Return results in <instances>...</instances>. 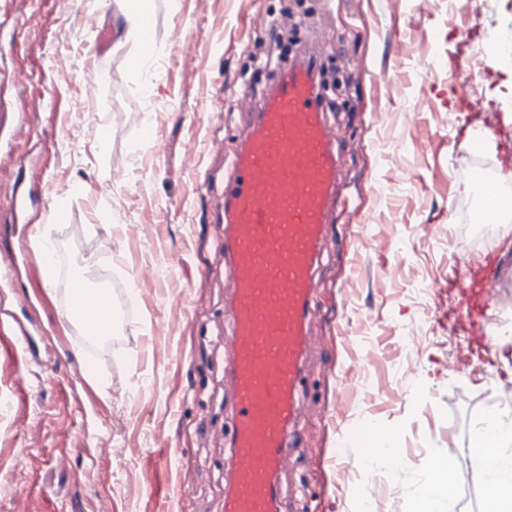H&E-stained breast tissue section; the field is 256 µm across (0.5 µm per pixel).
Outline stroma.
Here are the masks:
<instances>
[{
    "instance_id": "1",
    "label": "stroma",
    "mask_w": 512,
    "mask_h": 512,
    "mask_svg": "<svg viewBox=\"0 0 512 512\" xmlns=\"http://www.w3.org/2000/svg\"><path fill=\"white\" fill-rule=\"evenodd\" d=\"M1 15L19 32L0 48V98L23 94L50 133L55 285L35 262L20 285L60 349L49 368L27 369L0 335L10 388L0 512H223L230 376L202 331L223 319L230 291L215 274L224 256L199 182L221 189L250 111L272 88L275 20L295 53L319 46V75L339 78L324 104L342 157L282 506L358 512L371 490L380 512H413L444 462L455 512H481L478 428L505 406L512 358L468 350L448 281L455 265L478 271L496 258L498 307L485 328L500 337L512 322V243L472 238L469 170L494 165L512 140V65L485 61V109L469 115L484 127L479 148L461 145L449 87L475 41L512 33V0H486L478 16L468 0H153L145 50L127 35L121 0H0ZM352 226L361 235L350 250ZM452 237L466 252L449 255ZM89 255L88 276L108 288L120 324L104 343L59 320L72 264ZM386 432L401 458L370 461Z\"/></svg>"
}]
</instances>
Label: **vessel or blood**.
I'll return each mask as SVG.
<instances>
[{
    "instance_id": "vessel-or-blood-1",
    "label": "vessel or blood",
    "mask_w": 512,
    "mask_h": 512,
    "mask_svg": "<svg viewBox=\"0 0 512 512\" xmlns=\"http://www.w3.org/2000/svg\"><path fill=\"white\" fill-rule=\"evenodd\" d=\"M316 57L305 52L278 71L229 158L230 175L216 205L222 274L232 285L223 338L234 407L224 512H281L276 480L295 440L298 382L317 309V265L341 171L336 133L319 101ZM39 135L27 103L17 102L0 113V159H15L13 143ZM495 169L488 191L497 204L478 213L483 224L497 223L512 209V195L498 178L512 171V157L501 156ZM41 198L35 174L28 187H0L9 215L5 232L23 233L38 222ZM28 261L22 249L0 253V292H10L16 270ZM450 286L476 317L491 311L490 289L465 271H457ZM34 306L30 297L0 306V333L13 337L33 362L44 333L31 314Z\"/></svg>"
}]
</instances>
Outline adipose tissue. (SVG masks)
Segmentation results:
<instances>
[{
  "mask_svg": "<svg viewBox=\"0 0 512 512\" xmlns=\"http://www.w3.org/2000/svg\"><path fill=\"white\" fill-rule=\"evenodd\" d=\"M97 306L91 325L94 335L105 336L112 331V310L104 291L86 287L76 281L71 303V319H79L86 304ZM485 496L482 512H512V417L500 412L485 416L481 425Z\"/></svg>",
  "mask_w": 512,
  "mask_h": 512,
  "instance_id": "adipose-tissue-1",
  "label": "adipose tissue"
}]
</instances>
